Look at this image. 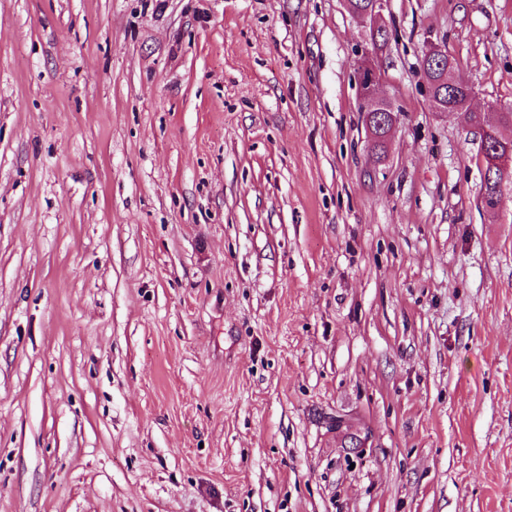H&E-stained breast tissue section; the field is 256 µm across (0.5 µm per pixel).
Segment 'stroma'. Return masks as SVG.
Masks as SVG:
<instances>
[{
	"instance_id": "obj_1",
	"label": "stroma",
	"mask_w": 512,
	"mask_h": 512,
	"mask_svg": "<svg viewBox=\"0 0 512 512\" xmlns=\"http://www.w3.org/2000/svg\"><path fill=\"white\" fill-rule=\"evenodd\" d=\"M0 0V512H512V0ZM386 0H371V6L365 13H353L377 37L386 32V24L383 18ZM369 38L372 39L371 34H369ZM370 39L362 42L356 48V74L364 104L362 112L368 115V119L371 123L373 121L386 129L390 127L389 131L391 132L394 115L389 112H381L380 108L390 106L393 112H396V108L389 100L378 93V88L381 83V73L375 63L377 55ZM424 51L428 58L430 59V62L432 63L433 68L435 66H438V70L443 72L442 81L440 89L436 95V92L434 88H431L428 85V89L431 96V101L433 102L432 105L433 108L437 112H448V110H452L455 112H461L459 111L455 106L448 105V107H443L439 100L442 95H444V88H448V82L446 79L448 70L454 66V61L448 56V51L446 50V47L444 44L435 43L432 41H429L424 46ZM484 131L486 137L492 135L494 138L492 142L486 140L479 153L484 178L492 181L496 177H501L502 182H504L507 178L512 177L511 170L508 171L503 167L505 159H512V140H501L496 137L492 130L486 127H484Z\"/></svg>"
}]
</instances>
